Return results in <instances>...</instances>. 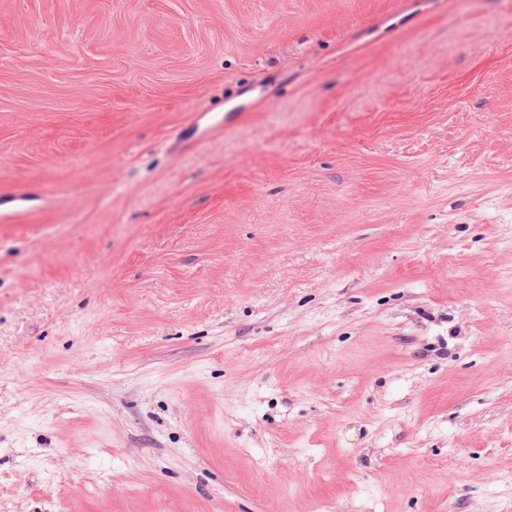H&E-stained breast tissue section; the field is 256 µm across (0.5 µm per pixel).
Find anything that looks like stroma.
<instances>
[{
	"mask_svg": "<svg viewBox=\"0 0 512 512\" xmlns=\"http://www.w3.org/2000/svg\"><path fill=\"white\" fill-rule=\"evenodd\" d=\"M1 196L0 512H512V0H0Z\"/></svg>",
	"mask_w": 512,
	"mask_h": 512,
	"instance_id": "35a3bbf8",
	"label": "stroma"
}]
</instances>
